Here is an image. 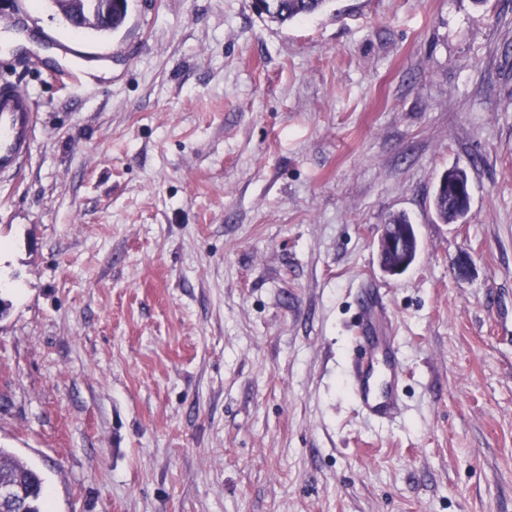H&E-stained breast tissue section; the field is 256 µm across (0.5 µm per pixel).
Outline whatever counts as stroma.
<instances>
[{
	"label": "stroma",
	"mask_w": 512,
	"mask_h": 512,
	"mask_svg": "<svg viewBox=\"0 0 512 512\" xmlns=\"http://www.w3.org/2000/svg\"><path fill=\"white\" fill-rule=\"evenodd\" d=\"M0 25L35 101L0 179V447L47 512H512V0H52ZM85 72L78 97L42 80ZM471 207L442 224L440 175ZM397 213L420 250L383 273ZM468 255L472 269L459 276ZM404 414L358 417L357 290ZM130 0H63L62 13L76 26L83 27L106 20L112 16V27L94 29L100 33L119 30L125 23ZM332 0H266L260 14L272 21L284 24L306 18L325 9ZM467 184L468 178L463 170L450 168L445 172L443 184L436 186L432 203L442 224H456V221L468 214L470 201ZM399 224H406L405 226L409 230V235L411 238V243L413 244V255L411 257L410 263H413L417 258L416 253V242L418 241L414 225L408 220L405 215H397L394 216L388 224H382L381 231L378 237V250L381 265L388 270V274L394 273L395 275L401 274L404 272L407 262H402L398 264L397 267L389 269L382 263V256L385 253H390L393 256L396 254H401L404 250V239L403 235L400 232Z\"/></svg>",
	"instance_id": "obj_1"
}]
</instances>
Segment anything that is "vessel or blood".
Here are the masks:
<instances>
[{
    "mask_svg": "<svg viewBox=\"0 0 512 512\" xmlns=\"http://www.w3.org/2000/svg\"><path fill=\"white\" fill-rule=\"evenodd\" d=\"M34 102L20 85L0 79V174L16 173L27 160L36 130ZM353 367V395L367 415L384 418L395 409L404 370L396 350L395 324L373 292H365Z\"/></svg>",
    "mask_w": 512,
    "mask_h": 512,
    "instance_id": "obj_1",
    "label": "vessel or blood"
}]
</instances>
